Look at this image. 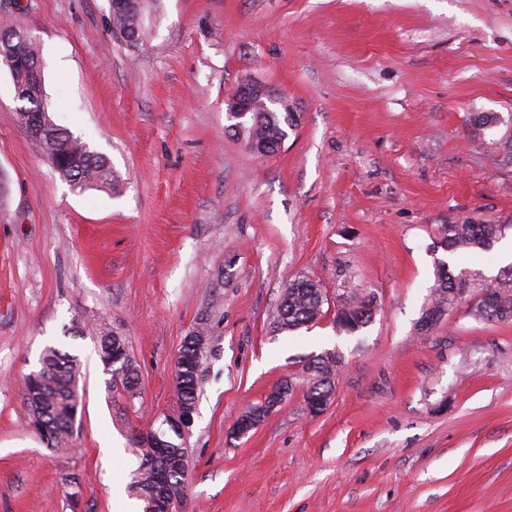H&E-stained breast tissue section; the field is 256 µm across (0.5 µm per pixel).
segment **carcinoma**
<instances>
[{
	"label": "carcinoma",
	"instance_id": "1",
	"mask_svg": "<svg viewBox=\"0 0 512 512\" xmlns=\"http://www.w3.org/2000/svg\"><path fill=\"white\" fill-rule=\"evenodd\" d=\"M143 0H134L133 6L123 12H111L112 28L129 45L136 46L143 40ZM15 36L13 47L19 61L12 74L13 81L26 93L24 100L30 107L20 113L24 125L35 121L41 134L33 143L52 161L59 174L80 190L91 187L112 186V171L107 161L91 152L67 130L50 118L43 101L41 67L35 42L8 24H0V36ZM261 134L268 144V152L278 150L279 139L293 126L292 113L261 112L257 118ZM505 127L502 138L512 145V119H504L497 112H482L474 120L473 131L486 135V131ZM506 237L501 225L493 222H476L465 219L458 224L444 227L442 247L451 254L468 255L489 252ZM474 274L462 268L454 271L449 264L439 261L435 265V285L430 291L427 307L436 306L450 313L464 300L461 289L472 287ZM324 303L321 285L304 276L288 283L277 308L275 329L294 332L311 325L322 314ZM370 297L359 289H349V301L336 309L339 330L353 334L369 324L375 317ZM470 314L483 321L512 322V268L485 284L479 298L470 307ZM120 352L122 374L112 375L113 386H122L127 393H134L139 385V373L128 350L126 338L107 332L100 339V358L104 366H111L113 352ZM205 347L198 341L185 337L176 361V387L180 404L194 407L201 391V372ZM340 353L327 361L322 354H313L306 378L307 394L320 398L333 390L334 384L327 375L335 374L341 366ZM81 375L79 359L67 352L49 347L40 360V369L31 372L24 383V403L32 415L39 433L50 434L47 443L64 448L73 433L74 405L72 397L79 392ZM139 464L130 483L131 492L142 502V512H155L164 493L186 487L188 449L171 443L168 448H153L136 437Z\"/></svg>",
	"mask_w": 512,
	"mask_h": 512
}]
</instances>
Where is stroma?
<instances>
[{"label": "stroma", "mask_w": 512, "mask_h": 512, "mask_svg": "<svg viewBox=\"0 0 512 512\" xmlns=\"http://www.w3.org/2000/svg\"><path fill=\"white\" fill-rule=\"evenodd\" d=\"M36 42L52 120L108 162L73 188L32 143L0 67V512H123L135 436L179 410L175 361L207 327L177 512H512V324L462 303L427 335L446 225L512 222V155L473 136L512 114V0H150L142 44L109 0H0ZM272 87L298 122L251 151L225 101ZM320 320L273 330L295 276ZM378 313L348 336L351 287ZM125 336L137 397L113 389L103 330ZM79 358L64 450L22 402L47 347ZM343 366L310 414L303 361ZM293 390L246 435L237 419ZM505 127L501 139H505V143L512 145V119L507 120L500 116L497 112H482L474 120L473 131L475 135H486L487 130H492L500 126Z\"/></svg>", "instance_id": "35a3bbf8"}]
</instances>
